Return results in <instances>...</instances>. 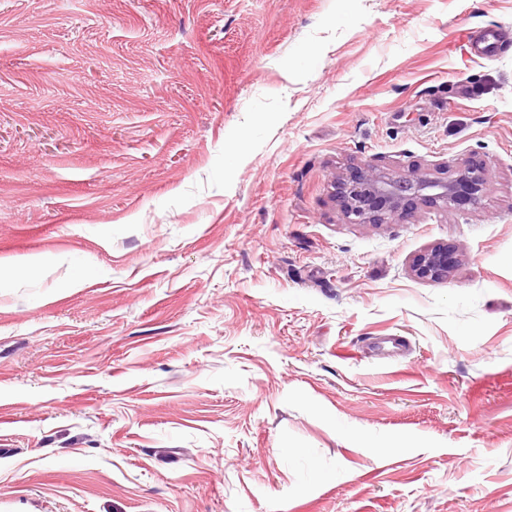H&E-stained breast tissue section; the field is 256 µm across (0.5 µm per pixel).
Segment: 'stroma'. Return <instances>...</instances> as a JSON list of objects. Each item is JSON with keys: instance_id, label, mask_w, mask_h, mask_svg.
<instances>
[{"instance_id": "obj_1", "label": "stroma", "mask_w": 512, "mask_h": 512, "mask_svg": "<svg viewBox=\"0 0 512 512\" xmlns=\"http://www.w3.org/2000/svg\"><path fill=\"white\" fill-rule=\"evenodd\" d=\"M0 265V512H512V0H0ZM485 185L484 177L471 164L460 168L446 181L427 173L393 177L368 170L343 183L340 198L351 223L387 224L417 200L439 204L447 210L452 209L463 195L475 202L483 194ZM455 258L448 249L433 248L418 256L413 262V271L420 278L440 280L448 278Z\"/></svg>"}]
</instances>
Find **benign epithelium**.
<instances>
[{
    "label": "benign epithelium",
    "mask_w": 512,
    "mask_h": 512,
    "mask_svg": "<svg viewBox=\"0 0 512 512\" xmlns=\"http://www.w3.org/2000/svg\"><path fill=\"white\" fill-rule=\"evenodd\" d=\"M485 185L484 177L471 164L459 169L446 181L427 173L393 177L369 170L342 184L340 198L352 223L387 224L417 200L439 204L450 210L463 195L472 201L477 200ZM453 264L454 258L448 250L433 248L414 260L413 271L420 278L440 280L448 277Z\"/></svg>",
    "instance_id": "7a95c632"
}]
</instances>
